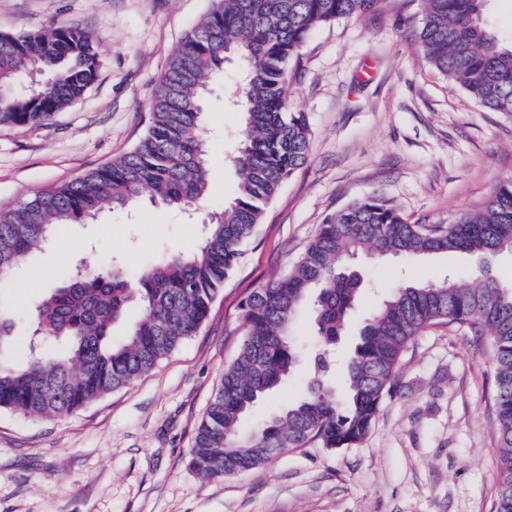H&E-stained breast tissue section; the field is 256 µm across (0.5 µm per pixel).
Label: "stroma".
<instances>
[{
	"label": "stroma",
	"mask_w": 512,
	"mask_h": 512,
	"mask_svg": "<svg viewBox=\"0 0 512 512\" xmlns=\"http://www.w3.org/2000/svg\"><path fill=\"white\" fill-rule=\"evenodd\" d=\"M212 0H0V33L76 25L99 40L97 83L43 126H0V208L74 180L132 150L169 54ZM423 0H385L363 18L317 29L292 65L291 109L311 127L308 162L268 204L202 328L129 387L82 409L38 419L0 412V512H494V366L466 325L440 324L405 351L396 393L350 448H286L221 480L188 465L198 425L243 340V305L297 261L325 218L376 195L409 222L448 225L479 209L512 177V116L478 107L427 66L414 41ZM230 66L206 104L209 192L194 218L149 202L59 225L0 301L18 309L11 360L42 346L29 309L75 260L129 272L193 251L204 213L235 193L229 157L244 134L224 93ZM362 302L340 344L348 353L382 296L408 278L471 284L464 254L412 264L367 262ZM308 361L243 419L255 428L298 400Z\"/></svg>",
	"instance_id": "stroma-1"
}]
</instances>
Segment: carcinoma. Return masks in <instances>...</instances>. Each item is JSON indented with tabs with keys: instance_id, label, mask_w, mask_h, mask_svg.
I'll list each match as a JSON object with an SVG mask.
<instances>
[{
	"instance_id": "cac0c4a2",
	"label": "carcinoma",
	"mask_w": 512,
	"mask_h": 512,
	"mask_svg": "<svg viewBox=\"0 0 512 512\" xmlns=\"http://www.w3.org/2000/svg\"><path fill=\"white\" fill-rule=\"evenodd\" d=\"M382 0H214L171 53L151 103V121L122 157L75 180L0 209V287L7 286L57 224L95 221L108 207L149 200L186 211L207 192L204 105L226 62L244 67L234 105L245 133L234 164V197L202 222L197 249L176 253L130 276L118 259L96 270L77 261L67 278L32 304L33 335L62 339L64 355L40 353L24 366L6 355L16 314L0 306V410L53 417L126 388L194 336L282 184L306 164L311 128L290 111L288 65L319 27L379 10ZM484 0H424L419 50L428 66L459 84L482 108L512 115V48L480 22ZM95 37L75 27L0 35V125H42L96 83ZM359 253L406 261L463 253L476 284L437 277L394 289L363 325L344 367V397L327 383L330 355L361 294L348 262ZM512 255V179L498 182L482 207L454 223L413 224L377 196L329 215L288 272L253 292L245 306L242 349L225 370L203 416L191 466L206 478L250 471L272 450L348 448L370 431L383 401L396 393L402 356L415 336L437 324H469L490 344L498 443L496 512H512V284L493 274ZM134 301L140 319L124 340L112 326ZM310 306L318 347L304 396L256 429L241 420L289 376L301 357L293 334Z\"/></svg>"
}]
</instances>
